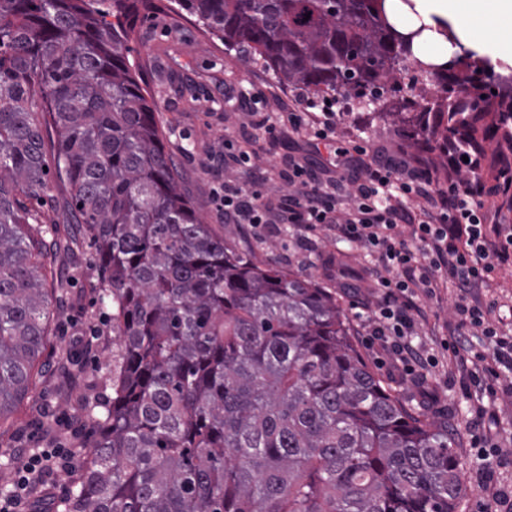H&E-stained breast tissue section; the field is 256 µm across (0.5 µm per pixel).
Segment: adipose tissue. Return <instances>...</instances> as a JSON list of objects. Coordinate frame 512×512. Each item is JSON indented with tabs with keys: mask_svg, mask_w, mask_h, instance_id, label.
Listing matches in <instances>:
<instances>
[{
	"mask_svg": "<svg viewBox=\"0 0 512 512\" xmlns=\"http://www.w3.org/2000/svg\"><path fill=\"white\" fill-rule=\"evenodd\" d=\"M398 32H415V58L443 65L470 53L512 66V0H385Z\"/></svg>",
	"mask_w": 512,
	"mask_h": 512,
	"instance_id": "ef3b65f1",
	"label": "adipose tissue"
}]
</instances>
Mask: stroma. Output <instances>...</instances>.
Listing matches in <instances>:
<instances>
[{
	"label": "stroma",
	"mask_w": 512,
	"mask_h": 512,
	"mask_svg": "<svg viewBox=\"0 0 512 512\" xmlns=\"http://www.w3.org/2000/svg\"><path fill=\"white\" fill-rule=\"evenodd\" d=\"M157 10L139 19L129 62L156 108L163 132V147L180 172V183L201 219L226 247L251 259L260 267L289 270L334 292L351 327L358 353L382 385L413 415H423L448 429V446L461 462L465 490L457 512H495L492 494L512 497V373L469 381L459 372L452 351L442 340L457 329L455 304L460 293L452 283H442L419 301L418 341L432 348L439 360L429 368L426 380L402 372L394 356L371 341L358 326L356 313L372 312L378 297L361 293L352 297L339 288L340 270L368 274L377 258L363 249L336 241L332 232H318L313 244L315 258H308L288 235L257 239L238 225L225 223L215 208L212 191L218 182L237 178L235 169L210 170L213 157L223 154L225 136L240 137L249 130L250 105L244 95L251 87L263 89L262 111H275L291 91L251 56L227 50L212 38L195 17L181 11L175 0H156ZM336 129L340 142L354 140L368 148L393 149L402 144L395 118L372 114L359 100L347 101ZM41 223L58 225L62 234L79 240L73 252L51 254L44 271L50 338L41 356L43 377L12 413L13 426L0 436V452L22 460L32 448H61L79 452L93 428L84 406L107 404L112 398V355L118 337L112 328V312L102 305L97 289L95 249L83 236L72 205L70 187L50 178L48 191L34 207ZM482 297L496 304L495 326L512 336V267L498 269ZM71 351L83 361L82 378L71 379L56 370L57 357ZM53 415L52 435L42 423ZM495 424L497 452L495 474L484 482L471 437L488 424Z\"/></svg>",
	"instance_id": "obj_1"
}]
</instances>
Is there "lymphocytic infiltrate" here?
I'll use <instances>...</instances> for the list:
<instances>
[{
  "label": "lymphocytic infiltrate",
  "mask_w": 512,
  "mask_h": 512,
  "mask_svg": "<svg viewBox=\"0 0 512 512\" xmlns=\"http://www.w3.org/2000/svg\"><path fill=\"white\" fill-rule=\"evenodd\" d=\"M338 97L293 95L279 119L253 113L242 140L224 142L225 166L251 170L263 144L311 129L325 149L289 157L278 177L286 186L266 198L256 183H222L214 193L225 223L267 234L291 229L298 245L320 230L377 255L374 277L383 299L372 312L371 336L388 346L407 374L434 366L436 358L412 344L416 297L429 295L439 278L452 280L466 301L456 307L462 328L481 330L491 355L472 353L482 371H512V336L498 332L491 317L495 302L483 301L497 268L512 264V225L496 222L485 210L487 187L477 172L481 157L455 143L441 147L431 162L427 147L411 143L395 151H369L361 144L335 141ZM409 234H402V227Z\"/></svg>",
  "instance_id": "1"
}]
</instances>
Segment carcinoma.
Instances as JSON below:
<instances>
[{
    "label": "carcinoma",
    "mask_w": 512,
    "mask_h": 512,
    "mask_svg": "<svg viewBox=\"0 0 512 512\" xmlns=\"http://www.w3.org/2000/svg\"><path fill=\"white\" fill-rule=\"evenodd\" d=\"M383 2L177 0L295 91L378 101L429 145L512 142V112L449 111L493 78L488 62L423 64ZM155 8L0 0V426L45 349L39 270L70 250L27 205L48 188L53 131L121 346L63 512H456L448 432L381 384L336 295L228 249L183 192L129 68L135 20ZM58 369L83 364L67 353Z\"/></svg>",
    "instance_id": "cac0c4a2"
}]
</instances>
